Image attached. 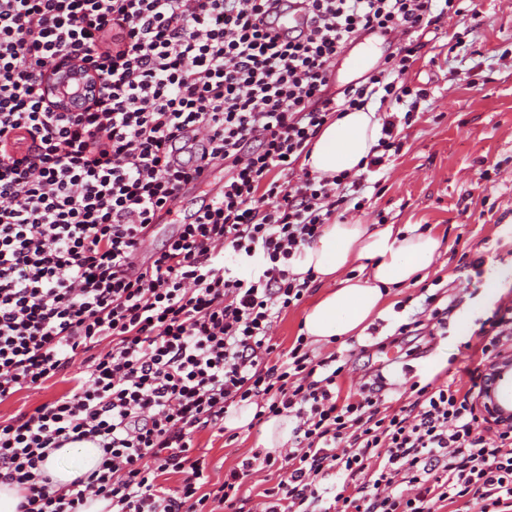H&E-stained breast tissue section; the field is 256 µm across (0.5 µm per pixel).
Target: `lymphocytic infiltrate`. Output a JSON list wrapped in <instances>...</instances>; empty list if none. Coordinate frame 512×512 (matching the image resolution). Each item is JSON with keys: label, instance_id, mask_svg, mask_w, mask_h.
<instances>
[{"label": "lymphocytic infiltrate", "instance_id": "f902f5d3", "mask_svg": "<svg viewBox=\"0 0 512 512\" xmlns=\"http://www.w3.org/2000/svg\"><path fill=\"white\" fill-rule=\"evenodd\" d=\"M271 0H0V401L86 370L33 414L0 420V481L21 512H244L255 464L279 468L266 512H434L467 500L512 512V428L487 430L475 401L505 350L494 315L467 349L468 389L382 379L342 389L336 354L297 336L273 360L274 310L298 305L301 245L339 213L360 175L306 174L321 128L397 85L436 25L434 0H300L307 26L282 35ZM401 31L396 51L341 95L328 65L359 33ZM79 54L104 85L53 110L40 75ZM224 165V186L146 263L133 258L180 191ZM111 349L101 351L103 341ZM294 422L283 460L243 461L211 482L193 435L230 406ZM90 441L98 467L52 489L50 451ZM178 474L180 487L163 486ZM408 492H401V485Z\"/></svg>", "mask_w": 512, "mask_h": 512}]
</instances>
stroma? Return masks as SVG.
Listing matches in <instances>:
<instances>
[{
    "label": "stroma",
    "instance_id": "35a3bbf8",
    "mask_svg": "<svg viewBox=\"0 0 512 512\" xmlns=\"http://www.w3.org/2000/svg\"><path fill=\"white\" fill-rule=\"evenodd\" d=\"M475 2L481 20L476 29L465 31L450 14L437 31L421 35L423 47L404 79L412 90H426V97L412 105L372 100L378 117L395 116L403 147L368 175L366 187L342 209L350 223L418 224L442 241L422 284L394 290L386 313L365 337L312 349L341 356L343 385L370 384L383 375L388 398L416 377L426 382L445 372L463 379L464 342L494 313L512 312V0ZM396 44L392 35L362 37L330 63L329 92L361 81ZM203 199V191H185L177 213L154 225L137 261L162 249ZM319 291V284H311L301 305L274 319L271 334L280 351L291 346ZM429 293L438 294V308L448 311L447 334L429 322ZM405 323L412 332L398 334ZM70 387L69 379L56 378L43 389L20 391L0 402V417L33 411ZM263 435L259 425L233 438L208 428L196 432L193 443L217 482L256 452Z\"/></svg>",
    "mask_w": 512,
    "mask_h": 512
}]
</instances>
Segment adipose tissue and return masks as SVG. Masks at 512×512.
<instances>
[{
    "instance_id": "ef3b65f1",
    "label": "adipose tissue",
    "mask_w": 512,
    "mask_h": 512,
    "mask_svg": "<svg viewBox=\"0 0 512 512\" xmlns=\"http://www.w3.org/2000/svg\"><path fill=\"white\" fill-rule=\"evenodd\" d=\"M375 110L344 113L326 124L306 160L311 172L322 177L357 169L380 138ZM440 241L419 225L337 222L323 225L320 236L303 246L292 265L293 274L312 276L323 290L303 318L302 331L311 343L341 341L363 336L385 312L388 295L420 283L433 269ZM369 264L367 274H352L358 262ZM102 452L92 442L67 444L52 451L44 468L54 485L63 487L93 470Z\"/></svg>"
}]
</instances>
